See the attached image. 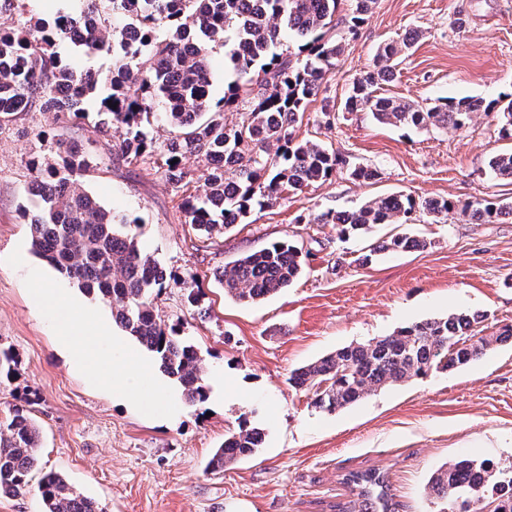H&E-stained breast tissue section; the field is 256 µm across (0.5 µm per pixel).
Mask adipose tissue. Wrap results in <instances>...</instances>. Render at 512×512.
<instances>
[{"label": "adipose tissue", "mask_w": 512, "mask_h": 512, "mask_svg": "<svg viewBox=\"0 0 512 512\" xmlns=\"http://www.w3.org/2000/svg\"><path fill=\"white\" fill-rule=\"evenodd\" d=\"M40 302L55 316L73 359L92 372L103 375L121 395L138 399L147 409H162V393L156 391L149 394L144 390L145 367L127 356L115 359L111 351L99 344V337L108 332L106 325L91 315L81 328H74L67 320L70 302L68 293L48 288L44 290Z\"/></svg>", "instance_id": "1"}]
</instances>
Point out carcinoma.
Wrapping results in <instances>:
<instances>
[{
	"instance_id": "obj_1",
	"label": "carcinoma",
	"mask_w": 512,
	"mask_h": 512,
	"mask_svg": "<svg viewBox=\"0 0 512 512\" xmlns=\"http://www.w3.org/2000/svg\"><path fill=\"white\" fill-rule=\"evenodd\" d=\"M339 0H76L52 21L24 16V0H0V9L17 13V24L0 29V124L19 112H56L82 120L83 100L101 84L109 93L101 101L93 129L104 141L112 129L125 136L116 156L132 162L147 153L162 155V176L181 188L193 182L182 166L188 155L201 156L206 171L201 191L182 204L184 223L207 236L246 221L251 211L326 181L343 163L332 148L296 140L306 106L343 52L336 40L338 24L353 31L376 0H355L353 14L336 21ZM94 13L97 23L72 38L74 24ZM293 36L296 48L285 46ZM418 38L408 33L377 49L373 63L354 79L345 101L349 112L367 111L380 123L427 130L459 131L477 112L495 113L500 133L512 139V92L485 102L474 96L444 97L428 107L414 106L377 93L390 81L398 60ZM217 43L228 49L236 79L224 102L211 96L209 53ZM72 44L87 53H112L108 76L76 70L63 62L59 47ZM238 120L230 125L225 109ZM163 116L168 137L157 143L154 122ZM97 163L72 136L60 135L53 157L32 159L33 212H22L34 252L60 274L112 305V320L126 335L150 351L160 370L182 388L191 405L208 398L198 349L175 325L155 312L153 295L176 286L196 300V280L168 276L144 251L127 226L137 223L100 204L80 179ZM489 172L512 180V149L488 159ZM456 204L448 199L418 200L410 195L374 197L354 210H326L318 224H337L341 233L368 234L380 224H403L419 211L440 222ZM462 210L478 224L512 216V202L476 197ZM414 236L391 238L374 248L423 249ZM302 252L287 241L275 242L215 271L224 294L256 303L292 285L302 274ZM486 315L465 311L427 318L365 344L350 345L294 371L293 388L314 391L313 405L333 412L389 385L429 372L448 371L475 361L512 337V327L483 335ZM263 430L242 421L224 438L208 466L222 470L254 455ZM40 432L24 405H13L0 419V495H19L30 486L38 465ZM343 483L355 500L336 505L337 512H395L388 472L376 468L351 471ZM512 469L486 459H457L442 464L427 484L434 512H471L470 503L512 512ZM43 512H100L94 501L60 475L45 472L38 480Z\"/></svg>"
}]
</instances>
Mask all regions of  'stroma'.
<instances>
[{
	"label": "stroma",
	"instance_id": "35a3bbf8",
	"mask_svg": "<svg viewBox=\"0 0 512 512\" xmlns=\"http://www.w3.org/2000/svg\"><path fill=\"white\" fill-rule=\"evenodd\" d=\"M409 31L419 38L382 93L430 106L440 97L489 100L512 89V0H377L356 35L346 37L296 136L377 169L378 178L361 183L338 170L209 240L185 224L189 190L165 182L159 155L114 159L122 131L105 143L90 123L67 126L52 112H21L0 126V347L18 359L16 375L0 379V415L23 393L37 394L32 413L44 470L61 474L102 512H336V503L353 498L343 475L381 468L390 475L396 512H432L426 485L442 463L512 466V340L468 365L385 387L332 413L288 383L300 366L427 318L482 311L491 334L512 324L511 218L478 224L457 210L431 224L417 212L407 223L348 237L315 221L323 211L398 192L512 201V182L486 168L494 151L512 144L495 114H474L462 131L427 132L344 110L353 78L378 46ZM42 130L84 143L101 161L84 187L105 207L138 218L140 245L169 273L199 281L196 302L187 290L168 288L154 305L197 347L205 403H186L155 367L149 383L164 392L170 411H147L114 396L68 354L40 303L41 289L73 293L106 323L112 311L33 251L20 211L38 202L28 191V161L50 154L48 138L37 137ZM397 234L428 246L376 252ZM284 240L301 248L304 266L288 288L244 304L213 279L215 267ZM244 417L264 430L259 452L221 471L207 469Z\"/></svg>",
	"mask_w": 512,
	"mask_h": 512
}]
</instances>
